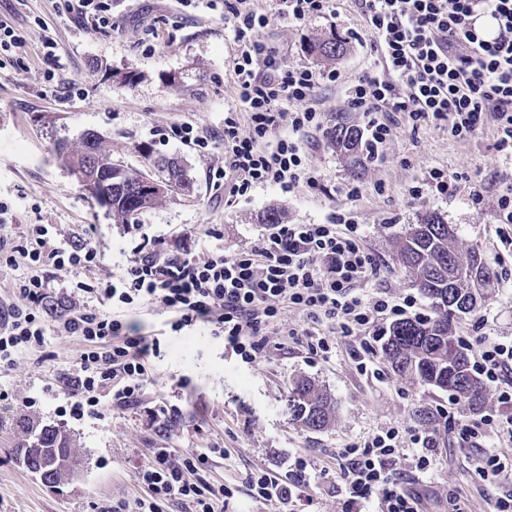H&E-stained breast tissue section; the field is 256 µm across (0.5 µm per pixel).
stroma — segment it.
<instances>
[{
	"label": "stroma",
	"mask_w": 512,
	"mask_h": 512,
	"mask_svg": "<svg viewBox=\"0 0 512 512\" xmlns=\"http://www.w3.org/2000/svg\"><path fill=\"white\" fill-rule=\"evenodd\" d=\"M59 3L0 0V19L25 38L12 61L0 64V201L15 208L12 222L0 226V238H15L30 224H52L78 236L91 224L106 268L116 274L129 251L147 241L203 258L218 247L234 253L257 246L265 232L261 219L272 208L290 224H326L334 213L349 210L378 262L363 295L398 298L414 286L395 261V241L422 215L435 212L456 228L458 247L478 251L491 274L485 302L454 319L466 353L476 355L486 336L512 340V224H500L496 214L500 192L512 185V157L496 150L494 125L456 139L429 127L412 128L399 116L391 143L377 155L362 156L356 171L333 143L336 126L364 125L363 114L349 107L346 89L377 58L357 0H336L330 16L272 21L261 34L284 65L333 67L341 74L338 84L322 85L316 93L324 131L304 137L321 186L302 183L287 194L255 186L234 200L212 179L213 170L224 165V118L239 108L229 76L234 34L223 10L209 9L207 0L187 7L178 0H112V26L98 30L62 13ZM149 30L156 37L148 44ZM334 35L346 42L335 61L309 52L310 43ZM46 36L57 44L51 62L41 49ZM126 71L138 73V80L123 82ZM183 122L198 127L208 146H185L171 138L170 127ZM89 129L104 136L113 160L130 168L149 173L155 160L177 159L192 182L189 193L167 196L137 223H116L56 160L57 140L76 145ZM433 167L459 175L456 190L412 197L410 188ZM473 183L483 194L477 204L469 197ZM351 187L359 191L352 200L347 197ZM203 226L213 228L215 237H199ZM167 319L157 309L138 316V323L160 338L157 377L135 405L108 408L102 420H77L58 411L63 391L57 377L83 350L78 337L51 334L41 350L21 354L11 367L0 369V388L9 394L8 401H0V512H93L111 499L140 494L137 468L149 449L213 446L228 451L208 470L209 477L234 490L224 512H273V505L250 497L247 477L264 468L291 480L299 456L315 481L312 512H345V498L336 490L338 452L389 425L436 432L432 476L419 481L412 473L404 475L423 495L428 512H446L455 495L464 498L468 512H484L494 488L472 474L467 450L438 414L449 407L450 395L396 375L382 343L374 345L382 373L377 381L356 372L352 339L337 338L326 362L310 359L304 344L289 339V329L310 320L302 309L280 310L267 332L264 355L253 364L225 354L222 341L206 329L177 334ZM183 375L189 387L174 391L173 378ZM300 376L325 385L336 402V418L325 431L307 430L288 414V388ZM18 414L65 426L82 471L51 488L22 467L14 448L20 433L12 424Z\"/></svg>",
	"instance_id": "35a3bbf8"
}]
</instances>
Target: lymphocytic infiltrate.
Instances as JSON below:
<instances>
[{"instance_id": "obj_1", "label": "lymphocytic infiltrate", "mask_w": 512, "mask_h": 512, "mask_svg": "<svg viewBox=\"0 0 512 512\" xmlns=\"http://www.w3.org/2000/svg\"><path fill=\"white\" fill-rule=\"evenodd\" d=\"M360 2L378 60L348 87L347 97L350 108L368 118L370 153L394 135L393 125L381 118L385 112L403 113L412 127L426 125L457 138L474 136L491 121L498 151L512 150V0ZM333 11L332 0H279L268 12L232 9L237 44L232 73L241 110L224 119L225 161L214 173L230 195L268 183L285 193L302 182L319 186L322 176L307 164L300 135L322 128L313 96L340 74L278 66L259 34L276 18L301 22ZM481 12L497 23L496 36L485 41L474 25ZM463 45L468 54H458ZM0 258L7 267L22 269L11 302L0 307V367L13 364L19 353L41 349L49 332L79 337L85 348L62 375L68 397L59 407L77 419L102 415L109 403H136L151 381L160 341L131 320L145 307L164 310L176 333L208 327L223 341L225 353L248 364L261 357L263 332L285 305L333 321L340 335L355 338L367 352L382 322L402 321L417 311L410 294L397 303L382 294L368 301L354 295L377 263L349 211L326 224L270 225L259 245L232 255L219 249L199 258L140 245L116 276H101L103 256L91 227L73 241L54 225H33L14 239L1 238ZM68 268L95 276V283H74L63 291V309L47 308L55 273ZM471 367L495 389L500 414L461 419L448 411L444 417L456 428L459 443L472 451L480 479L496 489L487 512H512V454L505 450L512 440V341L485 339ZM406 442L411 452H404ZM434 448L431 430L407 434L396 426L342 448L346 464L340 481L349 512H423L421 494L401 484L397 473L408 460L414 471L432 473ZM211 455L208 448L150 449L138 469L142 495L99 506L97 512H168L174 504L185 512H224L232 489L204 477ZM294 467L288 482L262 469L250 473L252 497L280 512H300L313 497L306 460L296 458Z\"/></svg>"}]
</instances>
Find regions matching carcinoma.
<instances>
[{"mask_svg": "<svg viewBox=\"0 0 512 512\" xmlns=\"http://www.w3.org/2000/svg\"><path fill=\"white\" fill-rule=\"evenodd\" d=\"M344 46V39L334 36L313 42L310 51L334 59L343 53ZM362 140L363 132L355 125L336 129V148L348 156H357ZM55 151L71 175L112 180L109 212L120 224L137 223L139 216L160 200L150 192H136L120 180L123 165L112 161V154L102 148V137L94 131L84 134L80 149L75 151L60 140ZM154 165L181 188L188 185L187 173L178 162L165 158ZM455 241V228L436 213L423 215L419 223L411 225L399 238V265L412 283L433 300L434 315L392 323L384 356L394 372L419 385L446 391L458 404L471 410L482 405L485 390L455 337L453 320L462 310L455 308L453 301L473 292L484 298L483 289L476 287V282L486 281L489 272L476 251H462ZM287 407L291 420L309 430L321 431L333 420L336 404L325 386L300 377L289 385ZM15 426L22 430V439L16 443L17 455H22L26 448L43 449V453L29 456L27 470L44 484L59 485L79 472L81 463L73 450L72 436L64 427L41 424L24 415L16 418Z\"/></svg>", "mask_w": 512, "mask_h": 512, "instance_id": "carcinoma-1", "label": "carcinoma"}]
</instances>
